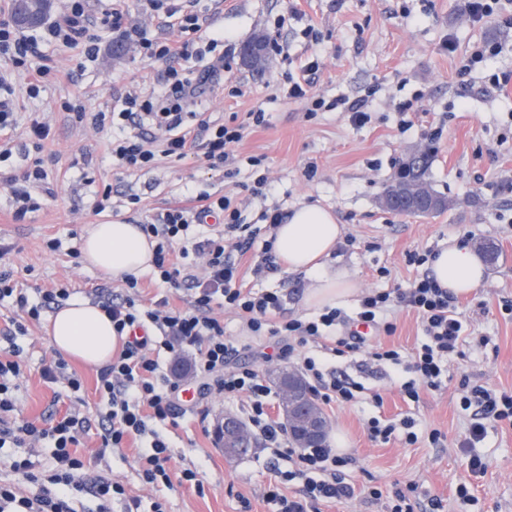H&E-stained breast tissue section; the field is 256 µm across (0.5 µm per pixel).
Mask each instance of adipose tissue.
Wrapping results in <instances>:
<instances>
[{
    "label": "adipose tissue",
    "instance_id": "obj_1",
    "mask_svg": "<svg viewBox=\"0 0 512 512\" xmlns=\"http://www.w3.org/2000/svg\"><path fill=\"white\" fill-rule=\"evenodd\" d=\"M340 236L341 226L335 215L317 205L295 210L276 230L274 250L286 270L311 278L312 285L304 298L308 306H339L356 290L346 272L326 266ZM81 253L88 265L115 278L138 276L152 267V247L134 224L93 225L82 241ZM430 268L441 287L457 295L471 294L485 281L482 261L462 241L439 251ZM50 341L62 354L99 367L111 361L117 344L109 317L82 298L71 299L57 310Z\"/></svg>",
    "mask_w": 512,
    "mask_h": 512
}]
</instances>
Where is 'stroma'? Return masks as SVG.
<instances>
[{
	"label": "stroma",
	"instance_id": "obj_1",
	"mask_svg": "<svg viewBox=\"0 0 512 512\" xmlns=\"http://www.w3.org/2000/svg\"><path fill=\"white\" fill-rule=\"evenodd\" d=\"M466 0H223L213 10L202 40L223 36L226 67L221 83L206 97L201 111L211 119L245 120L247 112L260 108L265 125L249 127L236 146L237 154L263 158L271 188L264 197L250 194L248 169L227 174L225 167L211 168L191 155L183 160L164 158L147 171L120 173L106 154L108 132L68 122L60 103L74 88H81L87 111L108 112L121 96L132 90H149L165 63L142 61L133 41L108 43L97 60L81 63L79 50H46L49 65L71 72L74 83L48 85L40 98L28 99L23 82H16L14 102L18 127L14 133L11 172H20L33 150L26 135L30 113L45 112L53 120V138L42 153L48 178L37 188L43 202L40 211L25 220L12 218L8 190L0 185V245L10 247L0 269L11 272L28 290L68 283L75 297L89 298L99 285L121 292L124 283L85 265L69 250L79 247L89 225L105 222L140 224L163 209L181 205L199 192L233 194L241 204L244 223L256 224L265 208L283 212L305 202H317L334 211L343 226V239L333 258L354 278L358 292L344 305L356 312L360 292L369 289L409 287L417 269L409 265L413 252L440 251L453 241L469 245L488 239L499 249L495 266L487 267L486 281L475 293L460 297L459 310L469 339L463 355L448 359L447 377L441 390L423 393L419 402L403 399L399 385L401 367L388 366L359 373L355 364L336 361L337 369L360 377L379 389L382 408L323 406L329 423L328 443L344 438L348 452L359 460L354 471L358 485L378 488L383 496L395 489L417 486L420 494L442 500L441 512H512V426L488 425L477 454L486 463L483 474L472 478V500L457 497L455 487L464 473L466 454L460 446L472 416L460 406V383L469 381L499 392H512V24L480 25L468 20ZM279 38L282 54L270 57L263 68L242 65L240 48L253 34ZM453 40L455 53L442 44ZM501 44L503 51L486 66L461 78L458 57L476 41ZM324 68L314 89L326 100L339 96L368 100L370 121L353 126L347 113L336 110L305 116L300 103L288 100L287 77L312 59ZM507 74V84L491 86L489 74ZM243 94L231 96V86ZM410 101L414 109L400 115L399 103ZM413 122L401 130V118ZM91 150L84 162L83 150ZM430 156L429 179L438 193L453 202L450 210L422 218L398 215L380 204L385 185L413 153ZM313 177H306L307 166ZM112 187V208L95 213L97 193ZM142 197L133 209L126 196ZM63 242L60 251L45 247L47 238ZM268 232H261L253 248L238 259L245 284L256 292L281 295L285 315L312 318L315 307L304 303L310 284L306 276L282 270L258 277L252 272L264 251ZM484 337V346L475 338ZM23 350L21 374L16 380L17 405L22 415L38 418L50 410L74 411L89 418L91 428L82 439L84 455L92 459L94 473L111 477L127 493L141 500V512H150L155 499L166 502L168 512H275L264 497L271 477L273 451L254 447L243 457H229L213 433L204 431L192 417L181 418L170 429L175 451L174 468L198 471L202 489L173 491L143 485L134 464L135 449L96 456L99 423L106 404L97 391L98 368L77 359L68 364L83 380L80 391L65 381L45 382L43 367L58 359L47 328L27 324L14 340ZM410 413L416 420L417 444L400 438L371 441L364 430L366 418H388ZM445 439L429 444L430 430ZM250 508H243V501Z\"/></svg>",
	"mask_w": 512,
	"mask_h": 512
}]
</instances>
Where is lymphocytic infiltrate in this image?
Instances as JSON below:
<instances>
[{
  "instance_id": "1",
  "label": "lymphocytic infiltrate",
  "mask_w": 512,
  "mask_h": 512,
  "mask_svg": "<svg viewBox=\"0 0 512 512\" xmlns=\"http://www.w3.org/2000/svg\"><path fill=\"white\" fill-rule=\"evenodd\" d=\"M196 3L197 0H184L180 5L172 4L171 0H140L143 11L180 33L176 39L143 37L138 42L144 58L167 64L160 89L127 93L116 112L87 114L76 98L61 104L70 119L79 124L87 123L98 130L108 125L132 127V134L108 141L112 162L119 169L134 173L153 168L157 156L180 160L192 152L201 154L214 168L236 161L230 148L242 141L246 126L232 121L215 122L196 110L218 70L223 68V60H216L197 73L182 65L185 59L212 53L218 45L213 38L205 46H195L193 37L207 22L196 11ZM124 17L123 0H114L95 22L87 18L85 0H69L66 13L46 25L44 39L60 49H80L84 57L93 60L101 49L102 30L117 31L122 38H129V31L122 28ZM35 53V40L0 14V58L8 63L6 69H0V160L13 155L10 133L15 118L10 97L16 80H23L27 96L35 98L47 82L58 77L54 67L30 64L29 58ZM319 70L320 62L314 59L304 66L302 77L289 79V99L304 103L308 116L330 106L349 113L352 124L365 125L370 114L364 100L343 97L329 104L313 94V77ZM46 178L43 161L37 158L26 165L22 174L0 179L10 190L15 220H24L40 210L34 190ZM141 230L154 244L155 281L175 288L186 286L190 298L182 307L172 305L165 296L143 304L138 280L132 275L125 278L126 294L112 296L105 294L103 288L93 289L95 305L111 318L120 341L118 351L98 378L97 390L110 405L101 425L99 453L126 447L132 441L141 442L147 449L138 454L136 465L143 484H161L170 489L195 485L196 471H171L173 451L167 440L168 429L188 412L197 415L199 421H206L209 398L243 397L247 400L246 424L255 439L262 447L273 449L276 456L288 457L293 464L288 472L272 465V478L265 493L267 501L278 505L279 512H320L325 503L352 499L356 486L350 471L357 463L355 455L336 452L328 445L290 447L284 424L268 414L272 390L264 375L257 366L240 362L243 346L227 336L224 322L216 312L231 309L242 318L248 335L271 339L270 351L260 354L267 363L288 360L296 349L319 344L321 356L303 357L299 364L300 374L319 403L382 405L379 392L337 375L329 366L331 358L352 357L362 352L372 362L404 366L410 378L402 383L401 392L408 401L416 403L421 392L441 388L448 355L459 351L465 332L456 297L425 268L429 254L410 255V263L423 269L410 288L365 294L356 316L362 324L390 334L395 326L388 321V314L399 307L415 312L425 340L406 359L399 350L369 343L367 337L350 329L351 318L338 307H324L312 319L271 321V313L282 308L279 295L257 294L243 287L238 280V267L230 259L231 253L249 252L260 233L259 228L241 223L232 196L201 194L192 205L174 206L157 214ZM68 296L69 290L63 285L29 296L18 288L11 273L0 272V301L11 299L25 314V320L40 321L47 304H60ZM24 322L13 321L11 327L0 332L11 342L7 358H0V449L49 447L55 465L43 472L35 470L30 459L15 462V471L37 485L39 491L29 496L14 484L1 482L0 512H73L68 490L87 488L98 501L97 512H111L116 500L124 503L126 512H139V498L127 495L124 486L111 478L91 477L89 459L77 454L81 437L90 429L88 421L70 413L41 422L17 415L14 380L21 371L22 351L12 338L24 331ZM162 352L173 363L167 373L158 361ZM190 381L195 384V396L187 402L183 392ZM460 405L474 417L464 441L471 450L483 441L486 421L512 423V394H499L476 385L461 397ZM292 481L298 487L293 493H286L285 485Z\"/></svg>"
}]
</instances>
